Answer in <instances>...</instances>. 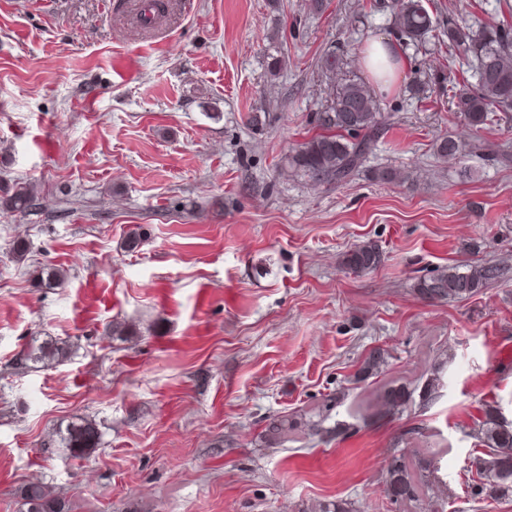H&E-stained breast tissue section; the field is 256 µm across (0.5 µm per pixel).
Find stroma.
Returning <instances> with one entry per match:
<instances>
[{
	"mask_svg": "<svg viewBox=\"0 0 512 512\" xmlns=\"http://www.w3.org/2000/svg\"><path fill=\"white\" fill-rule=\"evenodd\" d=\"M309 3L171 0L144 28L126 0H0V180L37 184L41 203L0 212V512H26L20 489L35 481L68 512H311L336 501L512 512V497L477 503L468 488L484 406L512 420V159H501L512 119L471 140L437 81L464 85L471 67L431 43L405 47L393 84L375 89L389 121L365 166L337 187L284 177L332 85L372 83L365 44L398 38L390 0ZM423 3L475 27L507 9ZM332 52L345 75L321 71ZM415 79L425 100L408 90ZM447 133L466 142L462 159L434 155ZM379 168L396 179L377 180ZM137 225L145 236L131 252ZM366 240L386 260L352 273L341 257ZM483 261L505 274L471 299L414 290L430 269ZM43 265L67 271L62 287H35ZM115 320L137 336H110ZM46 336L73 344L71 357L22 361ZM373 349L383 372L357 381ZM435 369L438 393L421 404ZM386 385L410 392L406 408L360 418ZM337 395L324 425L350 423L345 436L265 446L271 418L317 413ZM80 418L102 434L87 458L58 446ZM400 454L438 456L440 481L395 503L384 477Z\"/></svg>",
	"mask_w": 512,
	"mask_h": 512,
	"instance_id": "stroma-1",
	"label": "stroma"
}]
</instances>
